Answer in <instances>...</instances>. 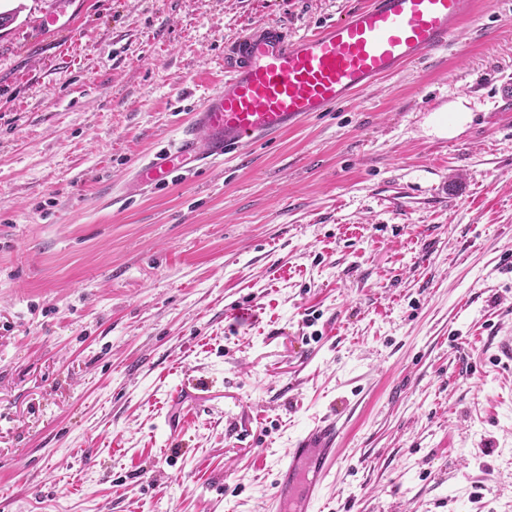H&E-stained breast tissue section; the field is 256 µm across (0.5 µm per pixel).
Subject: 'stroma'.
<instances>
[{"instance_id":"stroma-1","label":"stroma","mask_w":512,"mask_h":512,"mask_svg":"<svg viewBox=\"0 0 512 512\" xmlns=\"http://www.w3.org/2000/svg\"><path fill=\"white\" fill-rule=\"evenodd\" d=\"M366 2L0 0V512H276L324 417L316 512H512V0L286 134L131 176L229 42ZM340 435L336 420L325 419L290 445L274 480V497L287 506L280 507L283 511L309 512L330 464L336 462Z\"/></svg>"}]
</instances>
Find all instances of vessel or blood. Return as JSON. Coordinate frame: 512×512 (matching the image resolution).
<instances>
[{"mask_svg": "<svg viewBox=\"0 0 512 512\" xmlns=\"http://www.w3.org/2000/svg\"><path fill=\"white\" fill-rule=\"evenodd\" d=\"M477 0H369L366 7L303 36L264 24L228 45L221 89L192 111L191 127L137 163L138 182L156 187L229 150L288 131L303 119L355 99L380 79L446 46ZM341 429L323 420L288 448L274 480L277 503L309 512L337 458Z\"/></svg>", "mask_w": 512, "mask_h": 512, "instance_id": "vessel-or-blood-1", "label": "vessel or blood"}]
</instances>
